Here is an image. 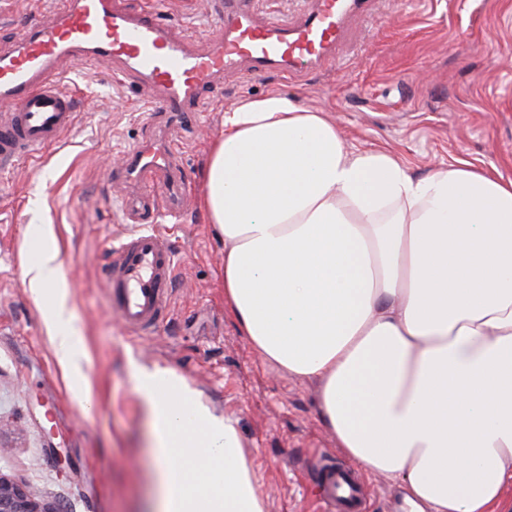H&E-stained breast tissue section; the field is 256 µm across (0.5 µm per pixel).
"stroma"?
<instances>
[{
  "label": "stroma",
  "mask_w": 512,
  "mask_h": 512,
  "mask_svg": "<svg viewBox=\"0 0 512 512\" xmlns=\"http://www.w3.org/2000/svg\"><path fill=\"white\" fill-rule=\"evenodd\" d=\"M56 7L0 0V49ZM159 18L189 28L201 49L219 32L217 0H166ZM82 88L59 144L0 172V472L64 512H155L149 418L130 366H161L235 420L267 512H320L310 460L347 457L320 417L319 381L263 361L224 304V243L199 207L209 146L225 110L278 93L330 113L348 146L386 150L412 177L464 161L512 180V0H379L321 69L225 75L180 136L191 191L159 213L176 271L169 316L151 336L110 314L103 271L111 241L129 228L113 208L112 170L149 136L137 115L152 92L107 64L86 68ZM44 243L59 250L88 354L78 386L56 353L48 304L24 275Z\"/></svg>",
  "instance_id": "obj_1"
}]
</instances>
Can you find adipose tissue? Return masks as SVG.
<instances>
[{
	"label": "adipose tissue",
	"mask_w": 512,
	"mask_h": 512,
	"mask_svg": "<svg viewBox=\"0 0 512 512\" xmlns=\"http://www.w3.org/2000/svg\"><path fill=\"white\" fill-rule=\"evenodd\" d=\"M200 207L224 301L261 359L322 383L339 448L412 512H503L512 487V180L411 177L326 112L269 94L224 114ZM47 247L25 269L74 375L86 357ZM159 512H266L235 421L173 370L133 366Z\"/></svg>",
	"instance_id": "adipose-tissue-1"
}]
</instances>
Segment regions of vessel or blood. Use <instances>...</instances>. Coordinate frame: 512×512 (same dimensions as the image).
<instances>
[{
    "instance_id": "obj_1",
    "label": "vessel or blood",
    "mask_w": 512,
    "mask_h": 512,
    "mask_svg": "<svg viewBox=\"0 0 512 512\" xmlns=\"http://www.w3.org/2000/svg\"><path fill=\"white\" fill-rule=\"evenodd\" d=\"M376 0H307L292 19L279 21L259 10L257 0H221L218 35L195 48L190 31L161 23L159 8L131 11L121 0H63L52 16L36 19L19 44L0 53V103L11 105L0 119V169L58 143L77 118V98L62 91L63 66L110 63L114 72L153 89L149 123L164 137L125 149L121 184L136 197H120L134 224L113 248L104 269L109 308L130 331L145 335L159 327L170 307L175 252L158 232V210L148 190L164 181L170 198L186 194L175 145L182 127L203 112L225 74L295 75L334 60L354 16L372 15ZM324 512H365L357 476L329 457L313 464Z\"/></svg>"
}]
</instances>
